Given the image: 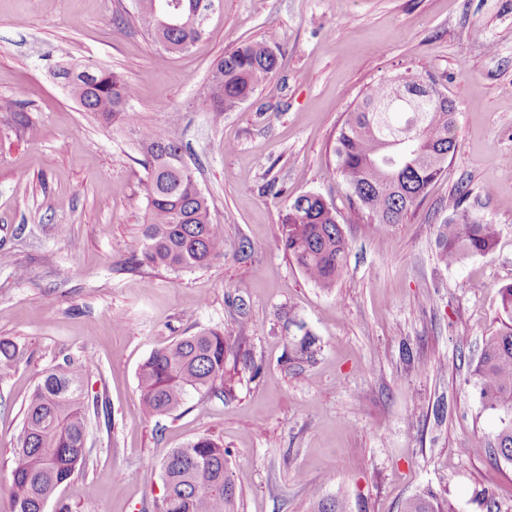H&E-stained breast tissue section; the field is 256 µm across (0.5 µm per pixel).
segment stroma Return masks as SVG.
<instances>
[{"instance_id":"stroma-1","label":"stroma","mask_w":512,"mask_h":512,"mask_svg":"<svg viewBox=\"0 0 512 512\" xmlns=\"http://www.w3.org/2000/svg\"><path fill=\"white\" fill-rule=\"evenodd\" d=\"M133 15L132 0H0V341L23 352L0 373V512L31 391L85 355V389L108 413L91 415L87 464L44 512H159L162 458L203 435L230 452L238 512H312L316 492L348 512H401L420 494L512 512V465L486 452L500 414L474 388L512 284V0H218L203 38L161 64ZM270 35L277 74L233 110L200 111L195 91L224 52ZM63 58L122 74L140 124L179 139L224 226L223 258L131 265L147 220L137 138L82 109L50 72ZM410 71L453 102L458 150L403 223L373 224L336 172V135L372 87ZM461 184L497 243L449 266L436 238ZM309 192L349 246L330 288L276 241ZM204 329L228 343L223 392L148 416L140 364ZM305 330L316 351L301 358L291 343Z\"/></svg>"}]
</instances>
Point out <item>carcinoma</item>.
Instances as JSON below:
<instances>
[{
  "instance_id": "carcinoma-1",
  "label": "carcinoma",
  "mask_w": 512,
  "mask_h": 512,
  "mask_svg": "<svg viewBox=\"0 0 512 512\" xmlns=\"http://www.w3.org/2000/svg\"><path fill=\"white\" fill-rule=\"evenodd\" d=\"M184 25L161 28L155 0H134L135 18L167 53L188 50L204 33L190 23L199 0H171ZM280 45L273 39L243 42L224 53L196 93L203 112H226L247 101L277 71ZM436 80L412 74L388 78L373 87L343 122L336 138V170L372 224H399L427 188L446 170L457 151L456 112L440 89L422 95L419 83ZM70 92L98 122L134 128L146 171L142 194L148 219L134 266L173 271L200 268L224 256V225L213 221L210 205L194 172L182 160L175 135L139 124L130 102L135 88L120 74L91 71ZM496 228L462 212L442 225L437 247L448 265L466 255H483L495 245ZM311 282L331 288L346 268L348 243L336 211L318 194L305 193L288 204L277 238ZM501 312L508 323L485 340L474 370L482 405L504 417L492 453L512 464V284L501 288ZM228 343L224 333L203 330L153 351L140 366L138 386L146 411L172 414L192 392H209L224 381ZM20 349L0 343V368L11 369ZM89 361H66L45 372L25 409L19 448L10 478L12 512H43L46 502L85 464L88 398L83 382ZM228 451L215 440L197 437L163 458L161 512H237L236 484ZM344 500L318 496L313 512H346ZM403 512H455L435 496L405 502Z\"/></svg>"
}]
</instances>
